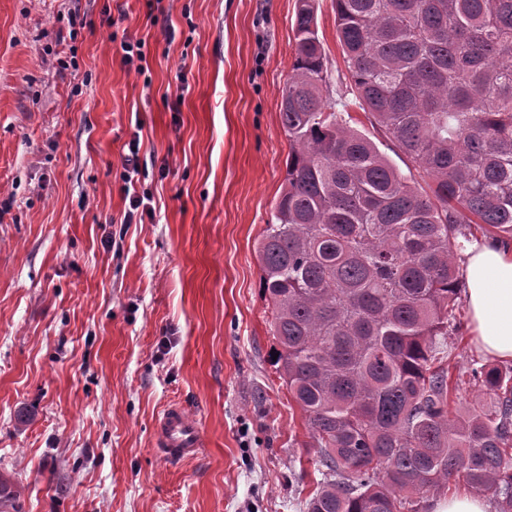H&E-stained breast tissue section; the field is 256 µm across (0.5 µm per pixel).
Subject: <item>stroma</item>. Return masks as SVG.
Masks as SVG:
<instances>
[{
    "label": "stroma",
    "instance_id": "1",
    "mask_svg": "<svg viewBox=\"0 0 512 512\" xmlns=\"http://www.w3.org/2000/svg\"><path fill=\"white\" fill-rule=\"evenodd\" d=\"M295 3L0 0V476L22 512H305L318 473L257 250ZM318 28L338 97L332 0ZM135 138L154 212L128 224ZM175 404L205 434L178 461L156 434Z\"/></svg>",
    "mask_w": 512,
    "mask_h": 512
}]
</instances>
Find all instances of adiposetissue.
Segmentation results:
<instances>
[{
  "label": "adipose tissue",
  "instance_id": "obj_1",
  "mask_svg": "<svg viewBox=\"0 0 512 512\" xmlns=\"http://www.w3.org/2000/svg\"><path fill=\"white\" fill-rule=\"evenodd\" d=\"M463 279L477 351L512 361V248L473 241L465 252Z\"/></svg>",
  "mask_w": 512,
  "mask_h": 512
}]
</instances>
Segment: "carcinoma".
Listing matches in <instances>:
<instances>
[{"mask_svg":"<svg viewBox=\"0 0 512 512\" xmlns=\"http://www.w3.org/2000/svg\"><path fill=\"white\" fill-rule=\"evenodd\" d=\"M333 3L355 106L427 188L350 125L316 0H297L286 176L258 251L277 372L321 475L307 512H427L456 477L512 512V364L455 375L447 342L464 243L512 242V0ZM466 384L490 403L452 415ZM19 500L1 478L0 512Z\"/></svg>","mask_w":512,"mask_h":512,"instance_id":"obj_1","label":"carcinoma"}]
</instances>
